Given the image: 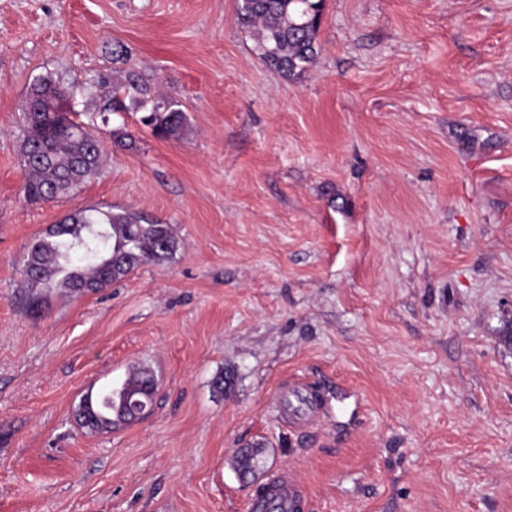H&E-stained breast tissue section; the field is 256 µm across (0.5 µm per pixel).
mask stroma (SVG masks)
Segmentation results:
<instances>
[{
	"mask_svg": "<svg viewBox=\"0 0 512 512\" xmlns=\"http://www.w3.org/2000/svg\"><path fill=\"white\" fill-rule=\"evenodd\" d=\"M317 42L285 78L236 0H0V512H245L233 458L258 442L304 512H512V0H325ZM130 68L181 103L180 138L113 115L103 168L29 204L31 84L81 105ZM88 207L179 250L31 309L27 246ZM136 367L152 412L82 428ZM291 381L312 424L280 416ZM123 387L126 391L147 396L150 404L153 405L157 384L150 370L144 368L133 370L125 380Z\"/></svg>",
	"mask_w": 512,
	"mask_h": 512,
	"instance_id": "1",
	"label": "stroma"
}]
</instances>
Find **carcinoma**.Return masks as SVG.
<instances>
[{
    "mask_svg": "<svg viewBox=\"0 0 512 512\" xmlns=\"http://www.w3.org/2000/svg\"><path fill=\"white\" fill-rule=\"evenodd\" d=\"M324 0H238V23L255 42L270 69L291 77L318 55L317 34ZM101 97L88 121L75 113L67 125L58 123L54 108L65 105L73 87L41 77L28 97L39 110L23 113L21 156L29 177L23 193L31 203L52 201L77 190L100 168L102 155L96 124H108L116 112H132L138 122L163 139L177 138L186 124L179 101L155 94L149 80L131 69L120 75H98ZM178 240L171 225L133 209L78 210L50 225L34 239L23 267L34 273L28 305L37 309L38 288L70 294L97 293L122 280L134 268L174 258ZM123 387L154 402L156 381L148 369L133 370ZM80 425L91 433L112 429L93 420L90 409L76 410ZM262 444L235 456L237 468L253 473L260 467Z\"/></svg>",
    "mask_w": 512,
    "mask_h": 512,
    "instance_id": "cac0c4a2",
    "label": "carcinoma"
}]
</instances>
